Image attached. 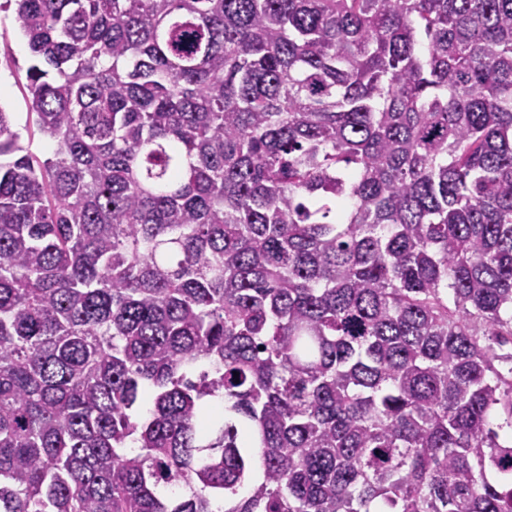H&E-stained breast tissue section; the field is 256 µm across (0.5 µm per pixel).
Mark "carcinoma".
<instances>
[{
	"mask_svg": "<svg viewBox=\"0 0 512 512\" xmlns=\"http://www.w3.org/2000/svg\"><path fill=\"white\" fill-rule=\"evenodd\" d=\"M13 4L0 512H512V0ZM29 59L27 39L15 20L14 5H11L9 9L0 11V91L5 92L0 97V106L6 112L16 113L18 127L25 125L26 113L30 112L24 88Z\"/></svg>",
	"mask_w": 512,
	"mask_h": 512,
	"instance_id": "cac0c4a2",
	"label": "carcinoma"
}]
</instances>
